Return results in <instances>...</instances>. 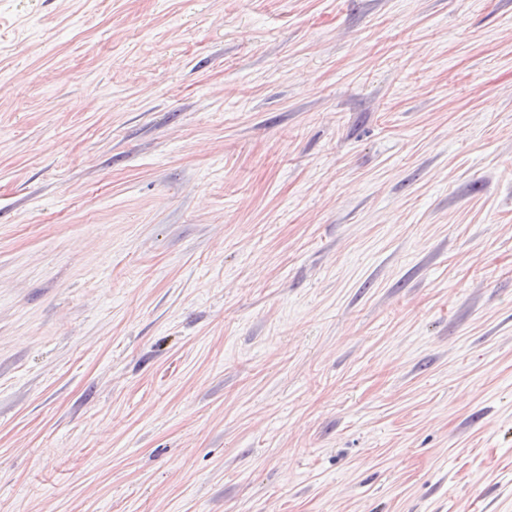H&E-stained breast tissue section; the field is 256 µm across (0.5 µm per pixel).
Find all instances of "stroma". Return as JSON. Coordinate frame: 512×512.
I'll return each instance as SVG.
<instances>
[{
	"instance_id": "obj_1",
	"label": "stroma",
	"mask_w": 512,
	"mask_h": 512,
	"mask_svg": "<svg viewBox=\"0 0 512 512\" xmlns=\"http://www.w3.org/2000/svg\"><path fill=\"white\" fill-rule=\"evenodd\" d=\"M0 512H512V0H0Z\"/></svg>"
}]
</instances>
